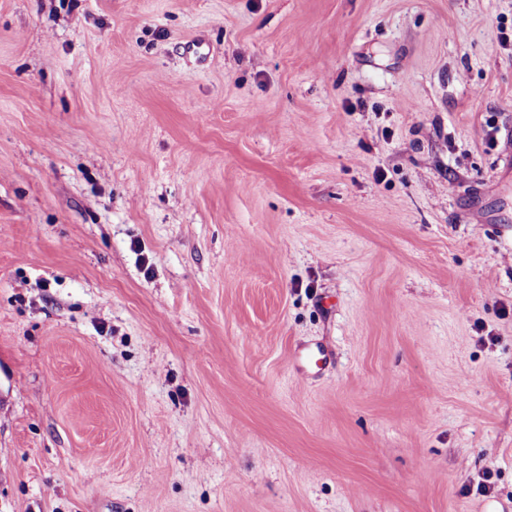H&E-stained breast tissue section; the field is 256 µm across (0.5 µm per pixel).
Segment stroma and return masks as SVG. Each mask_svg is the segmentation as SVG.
<instances>
[{"label":"stroma","mask_w":512,"mask_h":512,"mask_svg":"<svg viewBox=\"0 0 512 512\" xmlns=\"http://www.w3.org/2000/svg\"><path fill=\"white\" fill-rule=\"evenodd\" d=\"M0 512H512V0H0Z\"/></svg>","instance_id":"obj_1"}]
</instances>
